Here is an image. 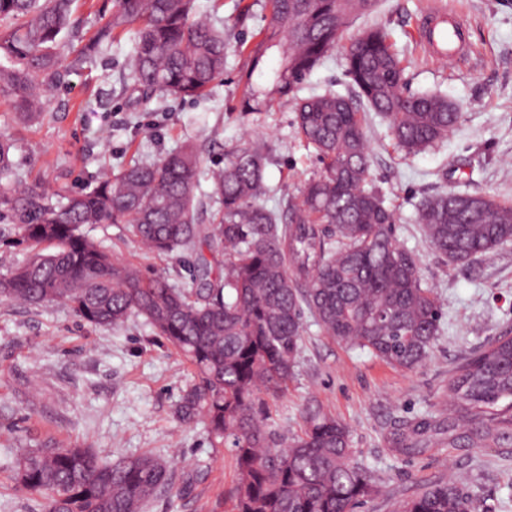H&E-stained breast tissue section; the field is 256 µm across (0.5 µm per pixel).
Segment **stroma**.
Instances as JSON below:
<instances>
[{
  "label": "stroma",
  "instance_id": "35a3bbf8",
  "mask_svg": "<svg viewBox=\"0 0 512 512\" xmlns=\"http://www.w3.org/2000/svg\"><path fill=\"white\" fill-rule=\"evenodd\" d=\"M436 1L467 21L465 57L439 59L420 39L419 20ZM246 3L199 0L226 37L224 75L207 99L140 98L127 77L126 38L84 56L32 119H23L0 94V135L15 143L17 175L53 194H76L100 172L134 160L156 162L187 139L209 169L223 166L225 149L262 140L272 148L263 202L280 207L319 163L297 136L292 100L269 111L240 109L238 81L247 67L241 43L265 16L256 5L251 19L239 23ZM113 5L74 0L75 29L62 49L65 60L73 59ZM368 23L389 32L410 93L443 94L462 113L444 142L408 156L394 147L387 119L367 115L372 184L394 209L395 236L416 254L420 277L443 308L440 334L425 362L410 371L339 344L306 322L287 390L265 402L291 436L299 434L302 412L312 401L348 425L355 459L378 487L358 512H393L423 485L453 475L464 478L476 512H512V441L469 448L442 433L431 436L421 452L391 450L402 422L441 418L448 378L465 358L493 337L512 333V243L454 264L427 246L413 222L423 197L447 189L512 203V0H379L372 14L356 21L360 27ZM305 89L348 92L341 50L325 58ZM88 232L113 258L191 287L188 258L143 252L121 224H95ZM195 382L189 364L144 318L130 317L117 330L99 329L61 306L0 300V512H41L40 498L12 479L11 449L59 443L92 448L105 461L145 453L171 461L172 490L143 512H233L236 477L229 449L210 435L203 417L188 421L178 413Z\"/></svg>",
  "mask_w": 512,
  "mask_h": 512
}]
</instances>
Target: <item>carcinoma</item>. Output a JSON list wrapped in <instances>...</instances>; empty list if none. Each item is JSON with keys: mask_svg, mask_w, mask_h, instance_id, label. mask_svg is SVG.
I'll use <instances>...</instances> for the list:
<instances>
[{"mask_svg": "<svg viewBox=\"0 0 512 512\" xmlns=\"http://www.w3.org/2000/svg\"><path fill=\"white\" fill-rule=\"evenodd\" d=\"M73 0H0V91L20 114L42 110L40 89L66 75L60 46ZM378 0H264L263 28L245 46L243 106L295 102L298 133L314 149L319 172L283 206L261 204L266 147L224 151L209 173L217 208L196 195L203 174L197 145L184 141L151 164L133 163L98 177L92 188L52 202L41 185L13 172V143L0 137V216L17 225L27 252L0 272V298L58 304L95 328H118L132 315L186 359L199 378L179 412L203 414L235 460L234 512H355L376 492L354 460L349 427L316 401L303 412L302 434L281 435L259 394L277 395L294 375L310 314L323 335L367 350L407 370L430 355L442 309L425 286L413 252L394 237L393 210L369 187L372 157L366 112L388 118L397 148L428 150L460 119L447 97L407 92L404 68L382 28H365L343 45L349 93L300 95L303 85ZM136 24L127 58L134 88L200 99L224 75L225 37L197 0H116L82 56ZM426 244L464 263L512 242V205L487 194L445 190L415 207ZM89 224H124L151 252L194 255L193 288L146 277L112 259L89 237ZM512 336L492 338L448 378V432L471 445L512 440ZM443 429L426 418L394 433L397 451L420 446ZM18 487L43 500L42 512H141L172 489L170 464L152 454L102 463L90 448H21L12 452ZM396 512H475L456 480L424 486Z\"/></svg>", "mask_w": 512, "mask_h": 512, "instance_id": "1", "label": "carcinoma"}]
</instances>
